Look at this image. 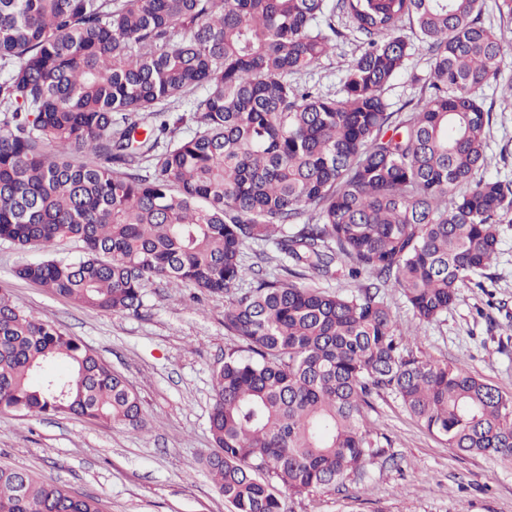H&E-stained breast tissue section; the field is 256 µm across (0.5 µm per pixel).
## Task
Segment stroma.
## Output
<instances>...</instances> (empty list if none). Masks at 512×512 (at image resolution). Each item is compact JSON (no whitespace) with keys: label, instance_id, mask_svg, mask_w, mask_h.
I'll return each mask as SVG.
<instances>
[{"label":"stroma","instance_id":"1","mask_svg":"<svg viewBox=\"0 0 512 512\" xmlns=\"http://www.w3.org/2000/svg\"><path fill=\"white\" fill-rule=\"evenodd\" d=\"M329 53L300 78L340 95L362 39L344 18ZM426 53H413L387 87L391 110L416 102L430 74ZM512 44L499 81L482 96L492 108L486 131V177L512 181ZM499 245L483 287L464 288L439 321L420 324L405 297L387 302L408 350L424 361L466 366L512 392V223L498 227ZM41 250L0 240V293L32 317L80 339L139 393L147 428L134 431L68 416L30 418L0 412V464L31 472L101 499L104 512H231L201 461L212 450L208 431L213 376L224 353L243 343L224 331L230 298L191 285L155 282L138 314L102 313L15 277ZM368 423L391 442V459L344 486L295 495L284 512H512V469L453 452L429 434L399 399H374Z\"/></svg>","mask_w":512,"mask_h":512}]
</instances>
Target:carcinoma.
Listing matches in <instances>:
<instances>
[{"label": "carcinoma", "instance_id": "1", "mask_svg": "<svg viewBox=\"0 0 512 512\" xmlns=\"http://www.w3.org/2000/svg\"><path fill=\"white\" fill-rule=\"evenodd\" d=\"M482 0H0V240L76 260L17 278L103 313H135L155 279L236 294L203 460L233 512H283L365 474L388 449L366 429L394 394L460 454L512 468V392L458 363L404 353L386 289L422 324L497 258L512 181L482 176L504 33ZM363 36L341 98L300 84L331 48L336 15ZM431 56L425 94L389 111L410 52ZM194 102L198 129L172 101ZM51 151H46L45 147ZM293 231L286 226L302 216ZM273 240L285 276L245 263ZM341 262L356 290L297 283ZM0 411L140 430L123 376L79 339L0 293ZM0 512H101L100 501L0 467ZM482 24L496 32L511 28L512 23H509L506 18H501L497 9V0H483V7L481 12ZM204 94L202 89H199L193 96L180 99L170 106V113L173 116H184V121L180 124V129L175 133V138L184 137L191 135L197 129V124L193 119V113L191 112L192 102L195 98L201 97Z\"/></svg>", "mask_w": 512, "mask_h": 512}]
</instances>
